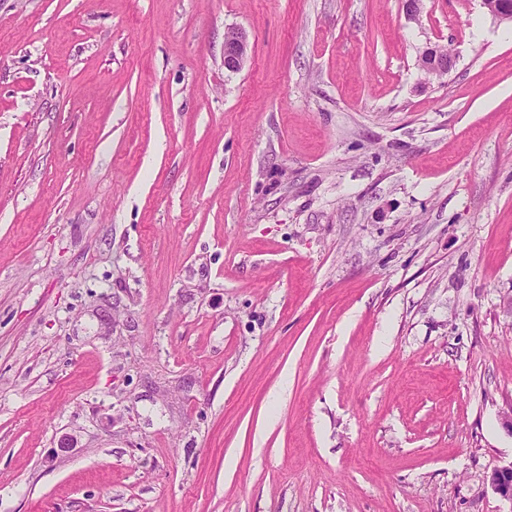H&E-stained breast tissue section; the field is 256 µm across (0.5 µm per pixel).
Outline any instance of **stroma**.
Listing matches in <instances>:
<instances>
[{"label": "stroma", "instance_id": "1", "mask_svg": "<svg viewBox=\"0 0 512 512\" xmlns=\"http://www.w3.org/2000/svg\"><path fill=\"white\" fill-rule=\"evenodd\" d=\"M511 408L512 24L0 0V512H512ZM248 38L241 29H235L224 40V66L230 71L241 68L248 52ZM419 64L428 76L443 79L453 69L455 57L442 47H427L419 57Z\"/></svg>", "mask_w": 512, "mask_h": 512}]
</instances>
